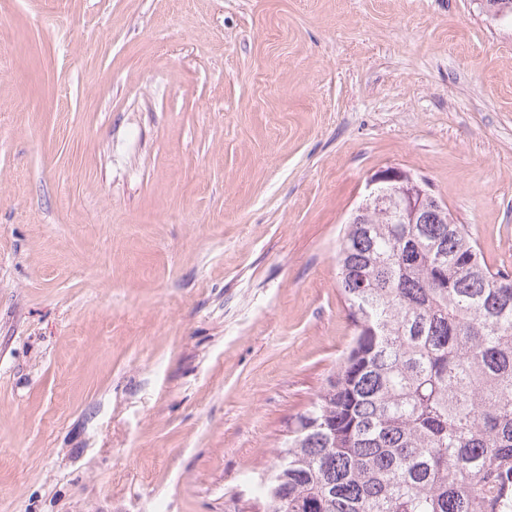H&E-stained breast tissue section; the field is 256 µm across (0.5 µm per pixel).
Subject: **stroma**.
I'll use <instances>...</instances> for the list:
<instances>
[{
  "label": "stroma",
  "mask_w": 512,
  "mask_h": 512,
  "mask_svg": "<svg viewBox=\"0 0 512 512\" xmlns=\"http://www.w3.org/2000/svg\"><path fill=\"white\" fill-rule=\"evenodd\" d=\"M425 177L512 272L481 0H0V512H263L352 334L344 223Z\"/></svg>",
  "instance_id": "1"
}]
</instances>
